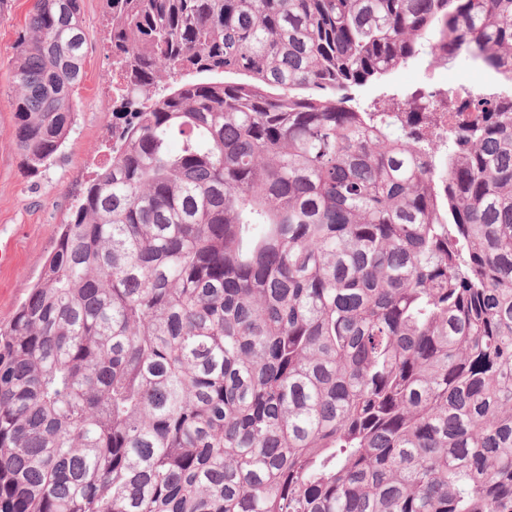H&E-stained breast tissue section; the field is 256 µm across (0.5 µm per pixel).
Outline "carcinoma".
I'll return each mask as SVG.
<instances>
[{
	"label": "carcinoma",
	"mask_w": 512,
	"mask_h": 512,
	"mask_svg": "<svg viewBox=\"0 0 512 512\" xmlns=\"http://www.w3.org/2000/svg\"><path fill=\"white\" fill-rule=\"evenodd\" d=\"M117 122L0 330V512H512V0H102ZM428 47L501 92L418 87ZM34 0L26 168L77 120ZM428 48H425L420 56L404 67L400 68L390 80L388 85H373L357 93V97L364 102H370L375 97L382 95H391L393 93H402L410 88L419 85H428L431 87L445 88L455 84L458 80L464 79L465 85L471 86L478 91L489 80V76L484 72L471 69L472 67H462L464 63L457 66L435 68L428 66ZM462 72H465L464 77Z\"/></svg>",
	"instance_id": "carcinoma-1"
}]
</instances>
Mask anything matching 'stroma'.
I'll return each mask as SVG.
<instances>
[{"instance_id":"stroma-1","label":"stroma","mask_w":512,"mask_h":512,"mask_svg":"<svg viewBox=\"0 0 512 512\" xmlns=\"http://www.w3.org/2000/svg\"><path fill=\"white\" fill-rule=\"evenodd\" d=\"M33 0H13L0 17V242L12 243L15 259L0 266V323L10 321L38 282L57 232L70 220L80 194L112 153V60L102 31L101 0H83L87 52L85 79L78 95L75 131L57 161L34 175L26 169L14 137L11 112L15 41L25 26ZM485 85V73L462 66L432 68L427 54L400 68L389 84L360 91L361 101L401 93L419 85L446 88L457 81Z\"/></svg>"}]
</instances>
